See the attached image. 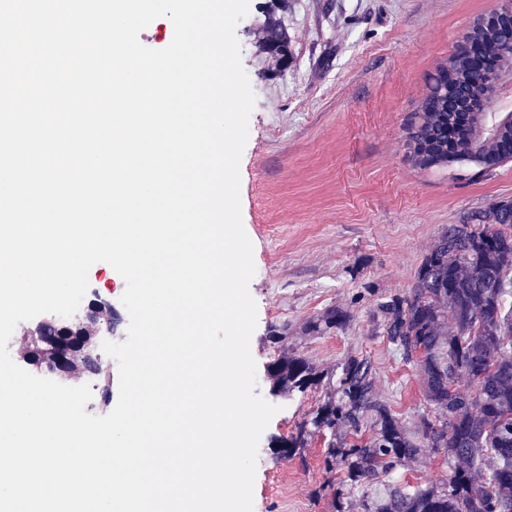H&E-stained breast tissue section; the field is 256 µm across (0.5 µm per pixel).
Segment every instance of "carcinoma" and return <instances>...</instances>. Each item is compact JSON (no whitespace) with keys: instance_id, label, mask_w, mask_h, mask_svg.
Returning a JSON list of instances; mask_svg holds the SVG:
<instances>
[{"instance_id":"obj_1","label":"carcinoma","mask_w":512,"mask_h":512,"mask_svg":"<svg viewBox=\"0 0 512 512\" xmlns=\"http://www.w3.org/2000/svg\"><path fill=\"white\" fill-rule=\"evenodd\" d=\"M267 49L286 52L281 24L265 21ZM447 70L437 66L428 92L406 125L423 167L453 162L484 165L512 151V135L488 132L472 118L448 148ZM408 294H382L373 320L402 362L414 366L427 407L420 433L403 426L375 388L370 359L350 355L336 381H325L308 359L277 358L268 374L275 394H305L326 386L321 402L288 439V455L308 439L330 435L324 465H345L332 512H512V202L484 213L480 224H450L424 256ZM347 310L332 308L308 322V332L343 329ZM443 455L438 483L386 482L380 475L414 462L424 447Z\"/></svg>"}]
</instances>
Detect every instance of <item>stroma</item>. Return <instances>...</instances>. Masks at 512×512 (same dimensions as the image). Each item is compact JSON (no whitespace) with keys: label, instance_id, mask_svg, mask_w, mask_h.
Returning a JSON list of instances; mask_svg holds the SVG:
<instances>
[{"label":"stroma","instance_id":"stroma-1","mask_svg":"<svg viewBox=\"0 0 512 512\" xmlns=\"http://www.w3.org/2000/svg\"><path fill=\"white\" fill-rule=\"evenodd\" d=\"M493 0H250L236 36L256 95L240 162L244 229L256 268L250 293L257 325L250 350L258 391L278 413L257 456L253 512H332L326 471L329 439L313 436L294 457L278 441L324 396H272L267 367L281 352L307 358L335 376L345 358H370L379 397L407 427L426 407L416 369L390 351L371 315L384 293H408L416 271L451 224H475L493 205L512 201V163L488 170L424 168L407 144L405 125L417 111L436 67L453 54ZM282 20L288 58L263 53L266 17ZM85 306L110 303L106 340L127 338L120 301L123 278L108 264L88 274ZM360 302H353L356 293ZM350 313L348 325L321 336L306 324L328 309ZM288 338L273 344L275 327ZM101 369L81 376L93 397L87 413L108 414L119 395L116 362L95 349Z\"/></svg>","mask_w":512,"mask_h":512}]
</instances>
